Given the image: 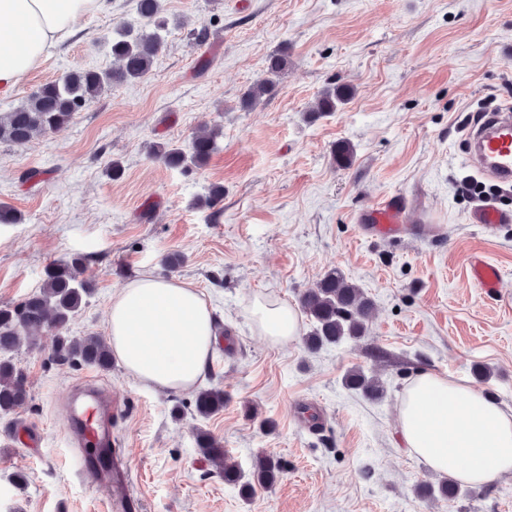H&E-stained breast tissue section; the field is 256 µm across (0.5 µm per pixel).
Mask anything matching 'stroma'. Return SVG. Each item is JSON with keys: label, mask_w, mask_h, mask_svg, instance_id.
Segmentation results:
<instances>
[{"label": "stroma", "mask_w": 512, "mask_h": 512, "mask_svg": "<svg viewBox=\"0 0 512 512\" xmlns=\"http://www.w3.org/2000/svg\"><path fill=\"white\" fill-rule=\"evenodd\" d=\"M168 23L150 74L115 84L68 127L14 146L0 142V305L42 285L48 265L80 255L93 293L70 326L106 335L112 294L143 273L192 284L216 318L218 342L200 387L224 408L197 415L194 390L161 391L102 373L122 408L112 432L138 512H512V475L461 486L435 500L438 482L405 448L403 394L422 372L460 380L512 408V223L488 233L467 223L482 201L468 186L469 131L482 110L512 104V0H164ZM137 0L81 18L74 38L0 95V113L79 68L111 69V41L144 27ZM288 67L275 96L254 110L239 96L275 51ZM352 88L336 111L313 115L328 84ZM219 126V149L202 169L165 167L158 143H185ZM354 150L345 166L337 145ZM124 167L112 179V161ZM224 196L206 206L208 184ZM401 197L420 237L372 239L363 210ZM182 253L177 269L165 255ZM480 254L502 275L497 295L467 277ZM331 269L374 303L365 336L319 350L278 345L251 318L255 299L298 307ZM52 333L14 359L31 399L0 417V512H108L69 441L64 405L85 364H59ZM491 369L479 381L475 369ZM360 368L384 392L346 386ZM18 423L40 447L14 443ZM221 439L243 472L258 453L285 465L273 486L243 498L200 455L195 432ZM25 471L17 488L11 476Z\"/></svg>", "instance_id": "stroma-1"}]
</instances>
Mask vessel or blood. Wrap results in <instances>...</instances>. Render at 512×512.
<instances>
[{"label":"vessel or blood","instance_id":"obj_1","mask_svg":"<svg viewBox=\"0 0 512 512\" xmlns=\"http://www.w3.org/2000/svg\"><path fill=\"white\" fill-rule=\"evenodd\" d=\"M471 145L470 160L480 175L501 184L512 183V110L492 114L472 132ZM406 219L405 202L390 199L369 206L364 214L370 233L380 238L402 233ZM468 221L494 231L512 222V212L483 204L469 212ZM468 267L478 288L488 295L497 293L500 273L495 266L474 255ZM84 387V395L72 400L68 408L70 438L83 449V474L106 490L111 512H136L138 502L129 492V472L112 435V413L118 404L103 395L97 379L87 378Z\"/></svg>","mask_w":512,"mask_h":512}]
</instances>
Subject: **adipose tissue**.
Wrapping results in <instances>:
<instances>
[{"label": "adipose tissue", "mask_w": 512, "mask_h": 512, "mask_svg": "<svg viewBox=\"0 0 512 512\" xmlns=\"http://www.w3.org/2000/svg\"><path fill=\"white\" fill-rule=\"evenodd\" d=\"M106 0H0V93L11 92L52 50L75 33L76 21ZM252 316L271 342L300 334L294 309L255 300ZM112 352L133 378L160 390L200 380L216 342L212 313L191 285L144 274L112 298L107 312ZM400 434L431 471L478 485L512 473V411L465 384L433 372L404 393Z\"/></svg>", "instance_id": "adipose-tissue-1"}]
</instances>
